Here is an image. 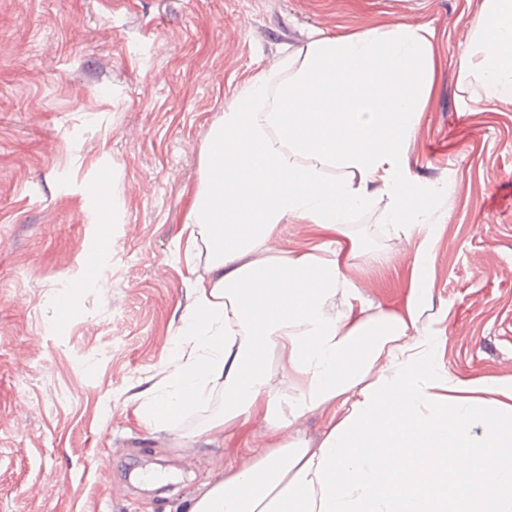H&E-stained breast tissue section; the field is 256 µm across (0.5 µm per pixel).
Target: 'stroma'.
<instances>
[{
  "label": "stroma",
  "instance_id": "stroma-1",
  "mask_svg": "<svg viewBox=\"0 0 512 512\" xmlns=\"http://www.w3.org/2000/svg\"><path fill=\"white\" fill-rule=\"evenodd\" d=\"M485 16V0H0V512H184L264 451L259 419L200 436L223 397L174 429L138 407L194 299L177 243L208 129L315 29L427 28L404 159L446 193L416 333L450 377L512 383V103L459 70ZM387 203L348 224L349 274L368 312L401 314L416 244Z\"/></svg>",
  "mask_w": 512,
  "mask_h": 512
}]
</instances>
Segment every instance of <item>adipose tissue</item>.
I'll return each mask as SVG.
<instances>
[{"mask_svg":"<svg viewBox=\"0 0 512 512\" xmlns=\"http://www.w3.org/2000/svg\"><path fill=\"white\" fill-rule=\"evenodd\" d=\"M463 54L484 98L512 101V0H486ZM426 30L313 31L243 87L208 130L188 248L204 261L162 384L140 405L171 427L215 392L208 441L262 419L266 450L204 483L186 512H512V385L453 381L436 341L414 335L430 296L437 187L415 183L402 148L429 79ZM290 71L276 98L272 82ZM344 170L327 177L326 167ZM391 203L398 237L417 239L405 314H368L348 275L352 213ZM286 223L336 232L334 246L272 252ZM275 367H268V355ZM291 394H284L283 385ZM331 408L312 445L295 422Z\"/></svg>","mask_w":512,"mask_h":512,"instance_id":"1","label":"adipose tissue"}]
</instances>
